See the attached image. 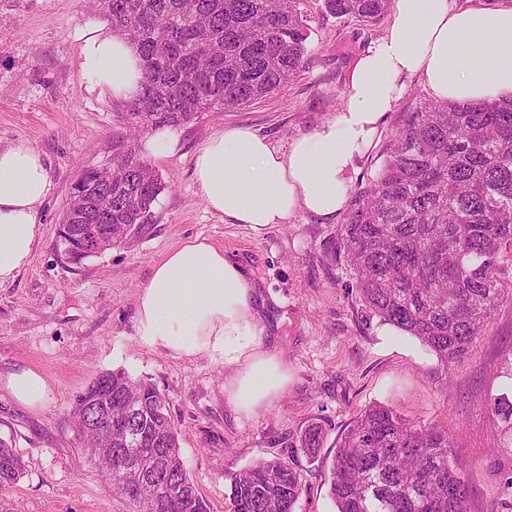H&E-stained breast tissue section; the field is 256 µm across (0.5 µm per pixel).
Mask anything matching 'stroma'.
Segmentation results:
<instances>
[{
  "label": "stroma",
  "mask_w": 512,
  "mask_h": 512,
  "mask_svg": "<svg viewBox=\"0 0 512 512\" xmlns=\"http://www.w3.org/2000/svg\"><path fill=\"white\" fill-rule=\"evenodd\" d=\"M311 19L310 61L273 95L226 112H207L178 128L180 147L152 158L166 186L150 234L79 265L56 252L60 223L83 168L111 154L116 102L88 92L80 73V30L105 25L95 0H0V147L31 143L49 167L52 190L41 208L32 257L0 284V376L41 373L48 402L33 409L0 387V439L26 464L19 481L0 487L15 512H126L101 470L75 442L69 410L100 374L125 369L147 376L166 398L179 432L187 473L210 505L229 512L227 472L261 458H290L305 492L296 512H336L323 465L331 443L370 403L406 420L447 429L473 495L472 512H512V433L490 408L512 398V303L477 338L467 358L442 369L417 340L379 335L368 320L344 258H332L343 216L299 210L286 223L236 224L213 213L193 177L202 143L228 127H244L287 150L339 111L356 59L383 37L393 19L337 18L323 0H301ZM404 92L352 176V190L376 177L413 94L428 95L422 78ZM201 235L236 260L254 281L256 345L232 366L208 353L179 355L144 346L137 302L154 266L188 238ZM279 359L288 381L246 410L233 394L238 374L261 356ZM328 431L329 445L312 459L294 443L307 425Z\"/></svg>",
  "instance_id": "stroma-1"
}]
</instances>
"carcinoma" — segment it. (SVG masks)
<instances>
[{
	"mask_svg": "<svg viewBox=\"0 0 512 512\" xmlns=\"http://www.w3.org/2000/svg\"><path fill=\"white\" fill-rule=\"evenodd\" d=\"M112 33L138 52V93L113 113L112 187L95 201V175L77 189L89 205L70 207L57 251L88 224H103L112 246L129 247L158 222L165 185L143 161L140 140L204 112L246 107L272 95L309 59V20L300 0H96ZM390 0H323L336 17L377 20ZM338 251L353 270L369 318L418 340L442 367L464 360L512 302V101L463 103L415 98L387 158L359 191L341 226ZM112 408V438L99 442L95 417ZM512 425V400H491ZM78 447L112 478L113 498L132 512H210L188 476L167 401L145 377L100 374L71 407ZM323 425L301 431L313 458ZM24 462L0 439V486ZM231 512H295L304 493L281 457L228 474ZM328 494L336 512H471L464 463L448 431L366 406L338 436Z\"/></svg>",
	"mask_w": 512,
	"mask_h": 512,
	"instance_id": "obj_1",
	"label": "carcinoma"
}]
</instances>
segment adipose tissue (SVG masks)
<instances>
[{
  "mask_svg": "<svg viewBox=\"0 0 512 512\" xmlns=\"http://www.w3.org/2000/svg\"><path fill=\"white\" fill-rule=\"evenodd\" d=\"M80 69L89 92L117 101L140 89L134 48L100 28L80 35ZM423 78L433 98L465 102L512 97V7L456 8L451 0H395L392 23L355 62L336 115L287 151L245 128L211 135L194 157V180L207 207L238 224H282L297 210L331 217L345 207L351 173L401 98L402 77ZM52 189L41 152L20 141L0 148V283L25 267L41 234V206ZM251 284L206 238L169 252L138 296L137 333L149 347L200 351L231 365L255 342ZM288 376L272 357L237 380L234 402L252 407ZM6 386L37 408L50 388L35 370Z\"/></svg>",
  "mask_w": 512,
  "mask_h": 512,
  "instance_id": "adipose-tissue-1",
  "label": "adipose tissue"
}]
</instances>
